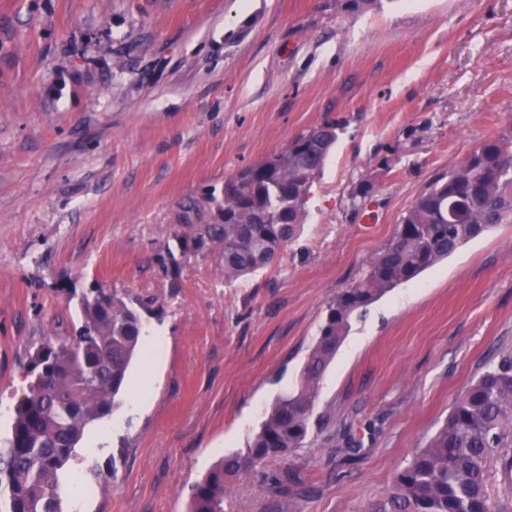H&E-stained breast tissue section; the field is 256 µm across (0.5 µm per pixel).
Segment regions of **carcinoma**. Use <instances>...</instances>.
<instances>
[{
    "instance_id": "obj_1",
    "label": "carcinoma",
    "mask_w": 512,
    "mask_h": 512,
    "mask_svg": "<svg viewBox=\"0 0 512 512\" xmlns=\"http://www.w3.org/2000/svg\"><path fill=\"white\" fill-rule=\"evenodd\" d=\"M336 130L329 121L310 128L226 179L223 199H210L209 219L185 225V248L218 249L227 280L279 260L305 224L308 194ZM511 223L510 131L484 141L416 197L359 280L328 303L296 386L275 398L246 447L224 456L194 485L191 512H224L231 480L304 447L321 424V378L353 317L494 225ZM79 308L75 335L47 343L31 362L33 380L0 452L4 512H62L60 475L88 428L112 412L141 347V316L122 297L83 294ZM495 469L512 479V350L498 354L396 473L388 492L369 500L363 512H495L489 488Z\"/></svg>"
}]
</instances>
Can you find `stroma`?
<instances>
[{
  "instance_id": "35a3bbf8",
  "label": "stroma",
  "mask_w": 512,
  "mask_h": 512,
  "mask_svg": "<svg viewBox=\"0 0 512 512\" xmlns=\"http://www.w3.org/2000/svg\"><path fill=\"white\" fill-rule=\"evenodd\" d=\"M327 120L335 147L279 262L230 282L217 253L182 250L194 202ZM509 130L512 0H0V439L34 353L79 326L77 294L118 293L163 341L153 389L133 406L136 357L65 467L62 512H189L415 198ZM365 183L371 222L352 205ZM510 348L500 224L353 322L321 428L236 479L231 512H362ZM347 428L358 451L331 439Z\"/></svg>"
}]
</instances>
